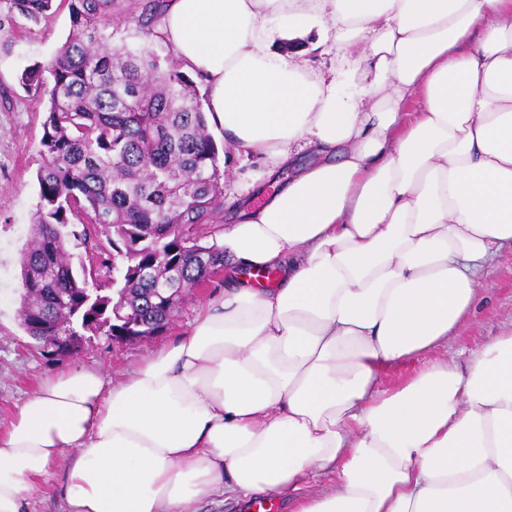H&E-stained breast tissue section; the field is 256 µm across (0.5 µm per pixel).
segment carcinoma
Instances as JSON below:
<instances>
[{
	"label": "carcinoma",
	"instance_id": "carcinoma-1",
	"mask_svg": "<svg viewBox=\"0 0 512 512\" xmlns=\"http://www.w3.org/2000/svg\"><path fill=\"white\" fill-rule=\"evenodd\" d=\"M55 0H12L37 22ZM71 28L47 70L30 68L21 81L48 98L37 173L39 202L20 265L21 326L41 351L53 323L111 340L129 331L154 336L173 314L156 295L157 281L179 277L175 305L185 293L224 270V246L206 241V226L224 213V172L197 82L172 58L146 46L114 43L113 0H65ZM164 0H144L134 19L148 37ZM89 224L78 232L70 217ZM104 229L112 254L98 238ZM84 247L89 265L74 269L69 245ZM123 276L100 306L84 301L95 265Z\"/></svg>",
	"mask_w": 512,
	"mask_h": 512
}]
</instances>
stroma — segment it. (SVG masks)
Wrapping results in <instances>:
<instances>
[{
  "label": "stroma",
  "mask_w": 512,
  "mask_h": 512,
  "mask_svg": "<svg viewBox=\"0 0 512 512\" xmlns=\"http://www.w3.org/2000/svg\"><path fill=\"white\" fill-rule=\"evenodd\" d=\"M70 30L66 6L50 11L33 23L0 0V428H5L16 404L34 393L43 380L72 368L98 369L110 381L128 377L147 354L188 332L199 307L222 290L223 277L206 288L190 291L177 316L160 334L142 342L116 345L98 336L69 357H43L32 347L19 321L20 259L39 201L36 179L43 163L41 139L47 100L25 88V68L48 65ZM370 33L345 34L330 54L310 51L309 39L299 40L303 52L293 61L302 72L347 69V61L369 46ZM481 298L447 344L432 351L435 359L448 358L466 365L480 350L512 329V242H504L485 268L478 285Z\"/></svg>",
  "instance_id": "35a3bbf8"
}]
</instances>
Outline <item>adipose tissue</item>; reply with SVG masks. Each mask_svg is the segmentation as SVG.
<instances>
[{
  "mask_svg": "<svg viewBox=\"0 0 512 512\" xmlns=\"http://www.w3.org/2000/svg\"><path fill=\"white\" fill-rule=\"evenodd\" d=\"M313 22L323 52L372 31L353 89L276 50ZM162 33L276 186L227 192L228 282L185 335L123 381L76 368L17 405L0 512H29L60 461L66 512L291 491L293 512H512V331L467 369L380 382L447 341L512 241V0H170Z\"/></svg>",
  "mask_w": 512,
  "mask_h": 512,
  "instance_id": "1",
  "label": "adipose tissue"
}]
</instances>
